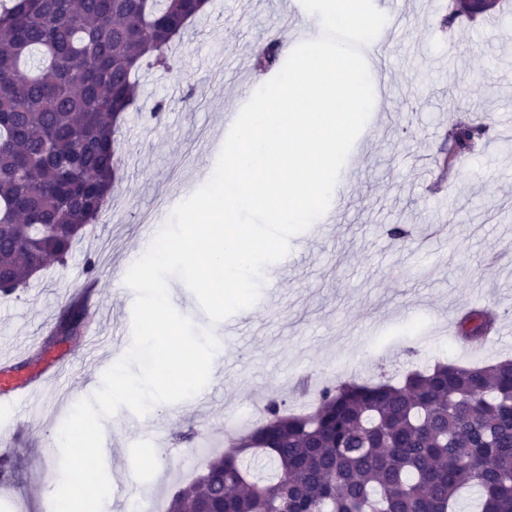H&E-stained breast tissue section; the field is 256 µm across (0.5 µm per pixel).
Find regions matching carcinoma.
Listing matches in <instances>:
<instances>
[{"label": "carcinoma", "mask_w": 512, "mask_h": 512, "mask_svg": "<svg viewBox=\"0 0 512 512\" xmlns=\"http://www.w3.org/2000/svg\"><path fill=\"white\" fill-rule=\"evenodd\" d=\"M205 0H0V280L8 296L72 254L112 201L122 167L116 134L140 79ZM477 17L448 0V27ZM490 128L478 116L448 130L450 167ZM487 309L456 324L478 342ZM264 422L176 486L164 512H456L467 488L477 512H512V359L437 363L403 380L345 381L290 413L275 399Z\"/></svg>", "instance_id": "obj_1"}]
</instances>
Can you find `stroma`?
<instances>
[{
  "instance_id": "35a3bbf8",
  "label": "stroma",
  "mask_w": 512,
  "mask_h": 512,
  "mask_svg": "<svg viewBox=\"0 0 512 512\" xmlns=\"http://www.w3.org/2000/svg\"><path fill=\"white\" fill-rule=\"evenodd\" d=\"M448 0H402L404 21L389 44V101L375 100L376 134L350 151L342 168L347 195L332 200L333 228H309L290 240L288 263L267 267L255 305L238 311L234 335L222 345L228 367L211 374L200 402L183 408L157 405V432L140 442L120 408L104 418L115 456L107 467L113 499L130 480L155 492L157 501L194 476L207 458L202 438L237 433L239 418L259 412L269 398L288 408L312 407L295 392L298 371H312L318 385L348 379L400 378L435 362L491 364L512 358V334L463 346L454 339L460 313L481 305L498 323L512 326V126H491L485 140L444 177L426 185L423 170L440 157L453 115L484 111L512 114V16L450 29ZM303 5L287 12L283 0H210L206 20L190 24L175 46L172 70L141 80L136 111L119 139L121 180L99 220L88 227L65 264H52L29 286L0 298V360L32 345L64 346L58 328L66 304L84 308L86 257L99 261L93 299L111 318L106 335L130 342L135 294L124 283L130 256L142 255L184 192L210 178L226 104H245L273 78L257 56L274 38L312 23ZM164 103L159 119L150 112ZM405 225L411 239L393 242L388 230ZM111 358L73 350L42 407L0 410V432L17 421L23 433L7 438L17 463L12 491L0 494V512H31L33 480L48 469L58 485V460L42 462L43 440L58 442L71 407L101 386ZM165 447L158 459L169 477L140 474L141 459Z\"/></svg>"
}]
</instances>
